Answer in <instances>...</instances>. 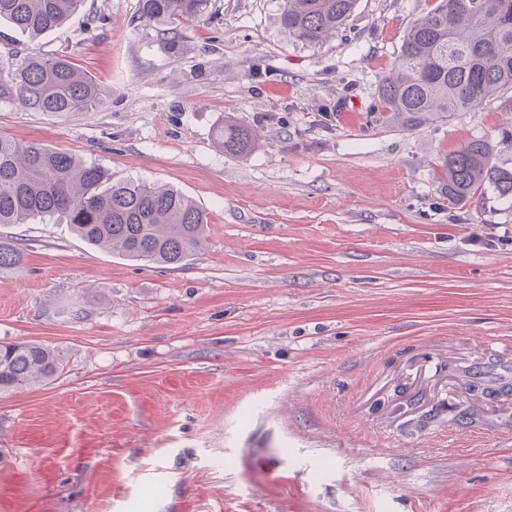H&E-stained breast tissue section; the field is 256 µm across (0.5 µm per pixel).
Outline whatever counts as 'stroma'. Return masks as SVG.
<instances>
[{"label":"stroma","mask_w":512,"mask_h":512,"mask_svg":"<svg viewBox=\"0 0 512 512\" xmlns=\"http://www.w3.org/2000/svg\"><path fill=\"white\" fill-rule=\"evenodd\" d=\"M283 0H211L177 31L138 0H85L38 42L0 22V65L70 58L102 89L81 112L0 103V134L206 212L179 268L11 224L0 343L65 357L0 394V512H512V197L449 206L442 163L512 131V102L392 131L378 85L436 0H357L305 44ZM175 49H168V40ZM255 133L244 156L216 134Z\"/></svg>","instance_id":"obj_1"}]
</instances>
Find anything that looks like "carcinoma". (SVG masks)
<instances>
[{
	"label": "carcinoma",
	"mask_w": 512,
	"mask_h": 512,
	"mask_svg": "<svg viewBox=\"0 0 512 512\" xmlns=\"http://www.w3.org/2000/svg\"><path fill=\"white\" fill-rule=\"evenodd\" d=\"M357 0H284L280 23L303 43H319L345 25ZM84 0H0V20L36 39L63 26ZM210 0H139L140 19L177 26L202 18ZM512 92V0H438L404 35L400 53L379 83L375 121L415 130ZM102 90L66 56L28 53L0 67V102L32 112H79ZM224 153L241 156L252 133L226 124ZM483 139L465 142L445 159L448 205L512 196V168L491 162ZM62 216L87 244L129 260L178 268L199 249L205 213L182 192L133 180H112L104 168L39 144L0 135V226ZM24 251L0 240V271L22 264ZM64 358L40 343L0 344V394L59 376Z\"/></svg>",
	"instance_id": "carcinoma-1"
}]
</instances>
